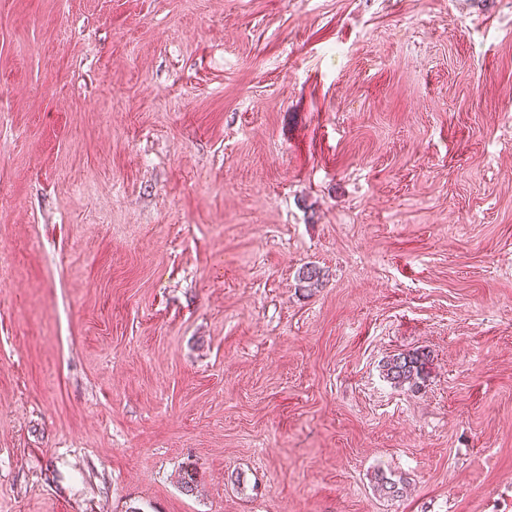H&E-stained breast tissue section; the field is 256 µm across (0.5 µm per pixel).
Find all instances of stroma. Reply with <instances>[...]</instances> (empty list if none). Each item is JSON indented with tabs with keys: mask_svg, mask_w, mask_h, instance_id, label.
I'll use <instances>...</instances> for the list:
<instances>
[{
	"mask_svg": "<svg viewBox=\"0 0 512 512\" xmlns=\"http://www.w3.org/2000/svg\"><path fill=\"white\" fill-rule=\"evenodd\" d=\"M0 512H512V0H0ZM428 354L414 352L398 354L384 365L385 375L395 386H407L411 391L420 388L425 377Z\"/></svg>",
	"mask_w": 512,
	"mask_h": 512,
	"instance_id": "35a3bbf8",
	"label": "stroma"
}]
</instances>
